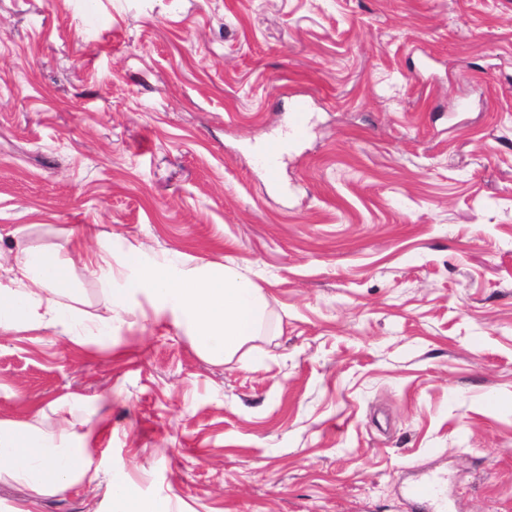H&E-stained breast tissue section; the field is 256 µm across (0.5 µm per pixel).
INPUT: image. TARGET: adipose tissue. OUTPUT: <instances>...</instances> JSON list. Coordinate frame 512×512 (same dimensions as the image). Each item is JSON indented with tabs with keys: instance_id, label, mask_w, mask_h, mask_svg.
I'll return each mask as SVG.
<instances>
[{
	"instance_id": "adipose-tissue-1",
	"label": "adipose tissue",
	"mask_w": 512,
	"mask_h": 512,
	"mask_svg": "<svg viewBox=\"0 0 512 512\" xmlns=\"http://www.w3.org/2000/svg\"><path fill=\"white\" fill-rule=\"evenodd\" d=\"M14 246L0 257V333L47 326H67L73 338L108 337L130 313L132 303L147 298L151 318L191 336L205 358L226 361L237 354L259 358L251 343L270 316L269 301L237 268L211 263L189 264L181 256L157 255L139 247L114 251L111 242L99 247L100 259H112L111 315L99 318L65 303L69 289L67 264L52 250H36L13 230ZM75 399L53 402L58 434L50 436L28 423L0 421V479L23 483L26 501L11 512H33L38 501L93 484L99 471L89 448L92 432H78L73 418ZM108 494L115 512H169L165 502L147 499L124 478H113Z\"/></svg>"
}]
</instances>
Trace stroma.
<instances>
[{"label":"stroma","instance_id":"stroma-1","mask_svg":"<svg viewBox=\"0 0 512 512\" xmlns=\"http://www.w3.org/2000/svg\"><path fill=\"white\" fill-rule=\"evenodd\" d=\"M19 226L93 315L109 233L237 267L271 327L252 366L137 313L0 334V420L76 398L96 464L192 512H414L423 472L512 512V0H0V245Z\"/></svg>","mask_w":512,"mask_h":512}]
</instances>
